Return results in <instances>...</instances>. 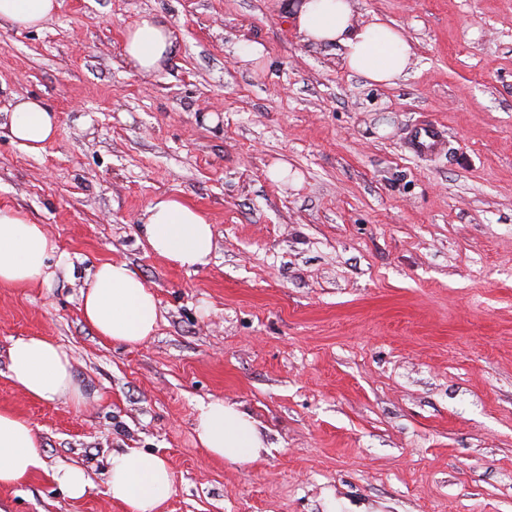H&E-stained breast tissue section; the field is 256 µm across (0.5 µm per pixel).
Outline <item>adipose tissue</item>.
I'll return each instance as SVG.
<instances>
[{
	"instance_id": "adipose-tissue-1",
	"label": "adipose tissue",
	"mask_w": 512,
	"mask_h": 512,
	"mask_svg": "<svg viewBox=\"0 0 512 512\" xmlns=\"http://www.w3.org/2000/svg\"><path fill=\"white\" fill-rule=\"evenodd\" d=\"M59 6V0H0V24L39 29ZM285 18L305 42L338 46L343 68L371 83L396 84L410 66L413 52L403 31L378 18L358 22L350 0H287ZM174 51L172 30L160 16L143 13L126 29L122 56L135 71L160 69ZM9 130L15 142L37 155L55 139L58 117L44 100L24 98L10 114ZM138 232L151 252L183 269L197 271L211 262L213 226L179 197H155L139 218ZM72 266L43 225L21 210L0 207V287L41 286ZM80 311L97 336L126 345L153 336L160 317L153 290L118 260L100 264L91 274ZM7 371L31 398L62 401L77 409L86 404L67 351L48 337L15 340L8 350ZM195 432L211 456L232 465L248 464L267 449L252 416L221 399L199 408ZM42 466L31 422L13 409L0 408V488L17 486ZM174 486L173 469L155 453L126 448L109 459L108 493L125 512H159Z\"/></svg>"
}]
</instances>
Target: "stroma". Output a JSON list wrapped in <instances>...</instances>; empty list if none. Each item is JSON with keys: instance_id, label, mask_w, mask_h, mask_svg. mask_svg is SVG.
<instances>
[{"instance_id": "35a3bbf8", "label": "stroma", "mask_w": 512, "mask_h": 512, "mask_svg": "<svg viewBox=\"0 0 512 512\" xmlns=\"http://www.w3.org/2000/svg\"><path fill=\"white\" fill-rule=\"evenodd\" d=\"M401 27L392 86L344 70L287 26L281 0H61L38 30L0 26V206L44 225L74 270L0 288V407L32 422L43 470L5 512H125L113 451L162 457L161 512H512V0H351ZM166 19L177 50L125 65L126 28ZM263 45L262 71L233 47ZM57 113L38 156L10 137L16 99ZM437 125L432 155L412 148ZM212 224L209 266L151 253L157 195ZM122 260L160 320L136 346L97 336L81 293ZM63 346L87 405L7 377L10 344ZM248 411L269 447L242 466L196 440L197 408ZM82 467L85 497L52 478Z\"/></svg>"}]
</instances>
